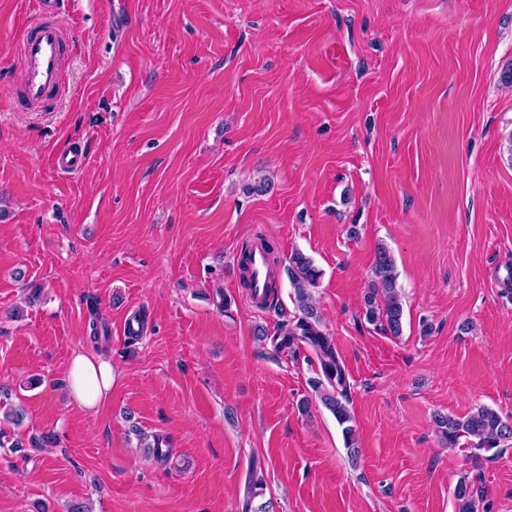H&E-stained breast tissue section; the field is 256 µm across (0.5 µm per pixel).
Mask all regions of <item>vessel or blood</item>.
I'll list each match as a JSON object with an SVG mask.
<instances>
[{"label":"vessel or blood","mask_w":512,"mask_h":512,"mask_svg":"<svg viewBox=\"0 0 512 512\" xmlns=\"http://www.w3.org/2000/svg\"><path fill=\"white\" fill-rule=\"evenodd\" d=\"M59 0H35V17L20 45L24 97L34 106L45 103L60 84L64 30L54 17Z\"/></svg>","instance_id":"1"}]
</instances>
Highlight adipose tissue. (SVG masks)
Returning <instances> with one entry per match:
<instances>
[{
    "label": "adipose tissue",
    "instance_id": "obj_1",
    "mask_svg": "<svg viewBox=\"0 0 512 512\" xmlns=\"http://www.w3.org/2000/svg\"><path fill=\"white\" fill-rule=\"evenodd\" d=\"M67 372L71 396L82 409L99 408L112 393V364L103 355L74 353Z\"/></svg>",
    "mask_w": 512,
    "mask_h": 512
}]
</instances>
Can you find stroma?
Instances as JSON below:
<instances>
[{"label": "stroma", "mask_w": 512, "mask_h": 512, "mask_svg": "<svg viewBox=\"0 0 512 512\" xmlns=\"http://www.w3.org/2000/svg\"><path fill=\"white\" fill-rule=\"evenodd\" d=\"M124 2L114 27L107 0H63V82L33 110L34 5L0 0V408L25 411L0 416V512H454L464 474L512 512V443L475 464L433 422L512 418V0ZM72 146L84 166L57 171ZM259 234L323 272L357 462L309 348L275 350L241 285ZM381 245L398 337L365 318ZM77 351L112 362L100 413L71 400Z\"/></svg>", "instance_id": "stroma-1"}]
</instances>
